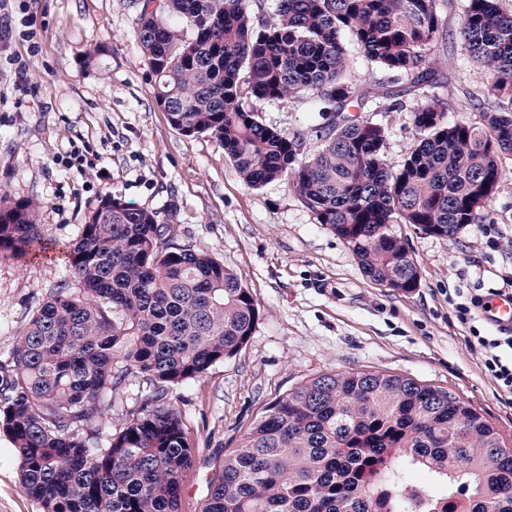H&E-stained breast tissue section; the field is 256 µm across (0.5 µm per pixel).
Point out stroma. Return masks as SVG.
<instances>
[{
  "label": "stroma",
  "mask_w": 512,
  "mask_h": 512,
  "mask_svg": "<svg viewBox=\"0 0 512 512\" xmlns=\"http://www.w3.org/2000/svg\"><path fill=\"white\" fill-rule=\"evenodd\" d=\"M466 0H442L448 48L434 55L448 122L478 121L470 94L489 75L460 38ZM134 0H0L11 38L0 41V195L35 198L51 250L18 259L0 252V353L11 349L47 290L65 275V255L101 196L174 220L177 241L224 262L251 291L259 318L248 345L172 395L196 447L181 480L180 512H200L225 455L266 404L328 372L383 371L448 390L470 402L512 446V405L497 394L455 318V291L498 288L512 278V156L488 207L498 232L478 225L451 239L397 224L420 284L397 293L367 278L349 246L273 182L248 188L210 136L175 130L157 107L139 45ZM99 64L87 66L89 52ZM24 66L27 81L14 84ZM385 156L399 165L416 146L408 113L376 112ZM0 512H42L19 483L18 461L0 431Z\"/></svg>",
  "instance_id": "obj_1"
}]
</instances>
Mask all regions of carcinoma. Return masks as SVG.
Instances as JSON below:
<instances>
[{"label": "carcinoma", "instance_id": "carcinoma-1", "mask_svg": "<svg viewBox=\"0 0 512 512\" xmlns=\"http://www.w3.org/2000/svg\"><path fill=\"white\" fill-rule=\"evenodd\" d=\"M439 0H140L138 37L171 126L224 147L245 186L284 181L344 240L370 280L419 286L392 224L452 239L488 220L512 155V13L467 0L460 36L490 82L480 121L448 123L430 66ZM393 80L357 84L351 49ZM298 99L314 121L287 133L260 101ZM407 112L417 145L397 168L386 128L360 118ZM320 142L304 155L308 135ZM36 199L0 196V250L41 243ZM259 310L212 255L177 242L157 212L104 195L49 289L0 359V429L23 492L42 512H179L195 452L177 387L234 358ZM131 379L149 386L114 432L104 407ZM512 512V450L471 404L382 371L314 377L266 407L209 481L202 512Z\"/></svg>", "mask_w": 512, "mask_h": 512}]
</instances>
